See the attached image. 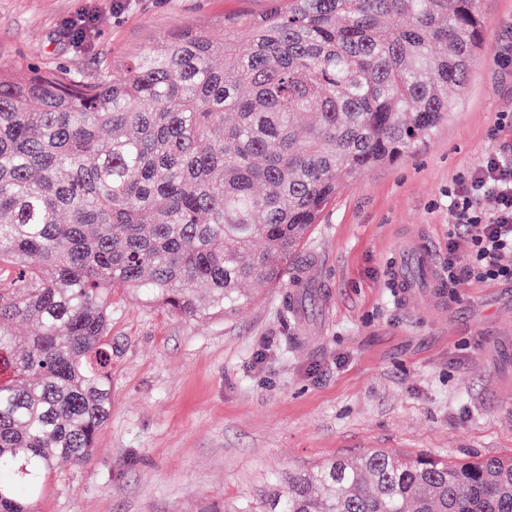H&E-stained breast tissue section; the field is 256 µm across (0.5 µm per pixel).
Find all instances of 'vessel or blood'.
<instances>
[{"instance_id": "vessel-or-blood-1", "label": "vessel or blood", "mask_w": 512, "mask_h": 512, "mask_svg": "<svg viewBox=\"0 0 512 512\" xmlns=\"http://www.w3.org/2000/svg\"><path fill=\"white\" fill-rule=\"evenodd\" d=\"M419 270L423 277L429 278L434 290V301L444 298V277L438 272V262L434 250L415 235L402 244L399 255L390 267L389 285L402 299H410L415 293L412 270Z\"/></svg>"}]
</instances>
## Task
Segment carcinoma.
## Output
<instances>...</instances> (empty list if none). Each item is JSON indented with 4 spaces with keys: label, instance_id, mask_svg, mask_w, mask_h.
Masks as SVG:
<instances>
[{
    "label": "carcinoma",
    "instance_id": "carcinoma-1",
    "mask_svg": "<svg viewBox=\"0 0 512 512\" xmlns=\"http://www.w3.org/2000/svg\"><path fill=\"white\" fill-rule=\"evenodd\" d=\"M482 46L480 0H269L120 73L1 69L0 512L93 455L112 291L193 322L248 307L348 182L448 118ZM265 512H512V456L338 458Z\"/></svg>",
    "mask_w": 512,
    "mask_h": 512
}]
</instances>
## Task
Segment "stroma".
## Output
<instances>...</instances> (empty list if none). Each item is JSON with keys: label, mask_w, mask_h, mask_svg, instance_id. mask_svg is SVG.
Wrapping results in <instances>:
<instances>
[{"label": "stroma", "mask_w": 512, "mask_h": 512, "mask_svg": "<svg viewBox=\"0 0 512 512\" xmlns=\"http://www.w3.org/2000/svg\"><path fill=\"white\" fill-rule=\"evenodd\" d=\"M0 0V68L122 71L169 33L223 38L267 0ZM98 19L80 42L64 23ZM484 47L448 120L412 154L362 172L324 212L287 281L218 321L112 296V410L89 463L62 466L38 512L263 507L273 478L380 449L402 458L512 456V282L467 280L433 306L388 282L400 238L448 256V191L512 142V0H482Z\"/></svg>", "instance_id": "35a3bbf8"}]
</instances>
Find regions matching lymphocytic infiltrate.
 I'll list each match as a JSON object with an SVG mask.
<instances>
[{
    "label": "lymphocytic infiltrate",
    "mask_w": 512,
    "mask_h": 512,
    "mask_svg": "<svg viewBox=\"0 0 512 512\" xmlns=\"http://www.w3.org/2000/svg\"><path fill=\"white\" fill-rule=\"evenodd\" d=\"M491 208H484V201ZM459 231L448 238L449 283L512 280V144L459 174L448 194Z\"/></svg>",
    "instance_id": "1"
}]
</instances>
